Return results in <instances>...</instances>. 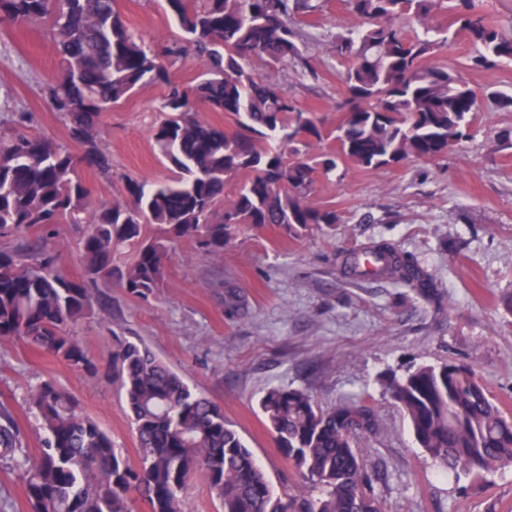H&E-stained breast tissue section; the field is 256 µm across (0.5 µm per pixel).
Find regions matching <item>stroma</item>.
Masks as SVG:
<instances>
[{
    "label": "stroma",
    "instance_id": "obj_1",
    "mask_svg": "<svg viewBox=\"0 0 512 512\" xmlns=\"http://www.w3.org/2000/svg\"><path fill=\"white\" fill-rule=\"evenodd\" d=\"M294 17L308 38V69L256 60L255 73L288 89L302 108L335 124L344 99L341 65L329 49L332 36L354 26L345 0H316ZM126 21L147 42L179 31L159 0H117ZM473 45L457 32L439 58L474 89L487 92L471 136L438 164L409 161L378 171L351 169L341 178H318L314 203L335 208L341 223L328 236L300 238L281 229L242 228L224 253L202 257L191 242L176 245L161 288L149 301L118 285H102L90 317L74 333L97 366L96 374L71 370L23 342L0 344V403L17 419L29 449L40 443L39 422L27 397L50 377L107 429L129 459L138 456L114 356L122 340L141 339L166 365L224 408L262 465L275 492L310 491L278 450L258 401L272 386L308 389L327 407L367 393L384 427L369 454L384 464L386 512H512V468L482 485L444 474L417 448L407 422L377 383L380 373L455 359L472 365L491 395L512 413V314L500 299L512 293V109L496 95H512V63L471 70ZM58 70L43 26L0 24V93L17 110L32 113L31 132L82 154L41 88ZM164 86L146 83L102 118L98 142L112 160L109 174L82 168L94 205L124 200L126 177L167 179L171 166L153 149ZM83 224H59L48 248L62 271L83 275ZM398 242L440 283L444 298L430 304L411 289L355 278L342 259L376 237ZM449 250H441L442 241ZM241 304L230 311L229 294Z\"/></svg>",
    "mask_w": 512,
    "mask_h": 512
}]
</instances>
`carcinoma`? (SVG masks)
<instances>
[{
	"mask_svg": "<svg viewBox=\"0 0 512 512\" xmlns=\"http://www.w3.org/2000/svg\"><path fill=\"white\" fill-rule=\"evenodd\" d=\"M357 27L332 36L345 65L342 116L334 151L314 153L328 139L323 121L288 90L249 67L306 64V42L292 16L309 0H164L181 32L176 44L153 45L133 31L116 0H0V21L42 24L59 56V74L44 97L83 146L66 147L26 131L28 118L10 96L0 112V236L46 233L57 224H86L80 241L84 274H62L59 254L43 246L0 250V343L24 341L70 369L96 373L71 327L91 314L94 288L118 280L148 300L164 280L181 240L202 256L221 254L240 227H280L299 237L340 221L312 201L318 175L398 166L414 158L442 161L470 137L481 100L452 67L438 60L456 26L475 45L469 68L512 62V37L477 0H346ZM451 15L448 27L434 15ZM421 27L412 40L397 24ZM187 55L204 64L185 86L171 70ZM145 82L166 89L151 139L173 167L170 180L126 178V199L93 207L81 166L111 170L98 143L99 119ZM229 116L228 131L196 117L199 108ZM244 174L233 199L226 182ZM120 249L132 261L113 264ZM353 277L384 280L440 301L432 272L381 239L343 259ZM115 366L138 442L135 463L112 436L54 381L29 396L40 420V448L30 453L11 412L0 409V461L20 471L32 512H132L134 498L150 512H188V483L202 478L221 512H384L387 471L369 460L365 440L382 433L370 398L318 406L305 388L268 389L259 406L277 448L320 495L276 493L253 452L224 419V408L170 370L144 343L126 341ZM379 383L408 419L415 443L441 467L473 482L512 467V414L490 396L473 366L450 359L421 364Z\"/></svg>",
	"mask_w": 512,
	"mask_h": 512,
	"instance_id": "1",
	"label": "carcinoma"
}]
</instances>
